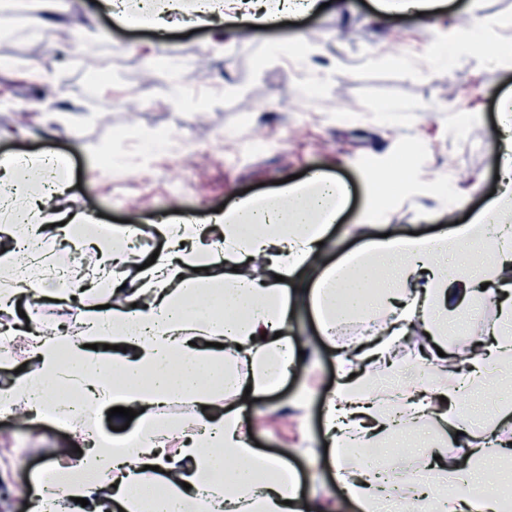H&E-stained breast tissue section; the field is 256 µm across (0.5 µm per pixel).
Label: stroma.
<instances>
[{
    "label": "stroma",
    "mask_w": 512,
    "mask_h": 512,
    "mask_svg": "<svg viewBox=\"0 0 512 512\" xmlns=\"http://www.w3.org/2000/svg\"><path fill=\"white\" fill-rule=\"evenodd\" d=\"M31 16L18 10L12 32L0 35V158L54 154L68 175V212L150 227L128 241L136 264L165 248L154 229L159 220L177 224L188 213L209 224L221 205L275 193L277 181L313 168L355 186L342 223L328 232L330 260L358 247L344 226L357 222L377 182H395L393 162L407 152L415 154L414 168L378 206L389 227L430 235L449 216L468 221L498 185L499 112L512 95V62L494 50L512 41V0H440L424 18L379 13L376 0L341 7L327 0L286 25H256L247 38L233 37L234 14L212 15L204 25L187 15L167 28L165 42L166 55L185 66L181 100L171 95V71L149 60L156 42L150 20L131 23L98 0H59L56 20L33 38L26 33ZM473 16L487 33L488 53L432 62L436 47ZM81 30L109 37L78 52ZM36 67L47 83L28 78ZM117 131L123 140H114ZM161 133L173 138L167 151L144 154ZM256 137L265 149H253ZM442 181L456 183L454 195L436 191ZM460 301L476 317L464 333H449V347L489 341L497 324L491 292L476 286ZM54 306L27 298L28 331L0 336L13 347L11 362L0 364L1 387L17 368L33 373L26 348ZM292 329L313 338L315 353L246 404L252 437L262 451L287 454L303 497L332 512H357L336 490L321 428V399L337 382L336 350L351 338L317 339L304 310ZM76 445L74 432L54 421L31 415L20 422L0 412V512H34L46 465Z\"/></svg>",
    "instance_id": "stroma-1"
}]
</instances>
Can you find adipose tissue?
Masks as SVG:
<instances>
[{"label":"adipose tissue","mask_w":512,"mask_h":512,"mask_svg":"<svg viewBox=\"0 0 512 512\" xmlns=\"http://www.w3.org/2000/svg\"><path fill=\"white\" fill-rule=\"evenodd\" d=\"M349 200L347 184L323 174L238 201L214 217L213 242L197 224L161 225L167 253L138 271L137 287L123 289L110 312L85 316L80 337L36 340V372L0 390V411L22 405L41 412L45 380L80 391L85 403L137 411L136 426L110 438L89 422L79 434L82 453L54 465L55 481L74 498L107 485L124 512H140L145 500L152 512H323L300 497L286 457L253 447L242 412L245 394H263L298 360L302 344L287 330L303 305L328 339L344 325H384L373 345L338 352V382L323 400L329 464L342 497L358 512H375L386 479L404 500H424L428 512H498L497 494L477 498L471 490L482 480L488 447L512 446V431L490 427L478 441L459 436L465 455L444 469L460 483L450 493L405 475L395 459L401 430L429 421L447 427L467 390L493 382L501 395L512 394V381L498 375L512 363V336L494 337L461 372L458 354L442 357L432 347L404 366L396 347L414 322L427 335H447L456 299L449 282H493L512 265V143L498 192L469 223L433 236L382 237L368 207L350 227L360 249L326 263L322 243ZM76 229L96 247L87 278L106 286L125 227L104 237L85 217ZM96 344L127 352L107 361L93 352ZM113 371L124 389L111 385ZM175 402L195 405V414L170 415ZM373 449L389 467L370 457Z\"/></svg>","instance_id":"ef3b65f1"}]
</instances>
